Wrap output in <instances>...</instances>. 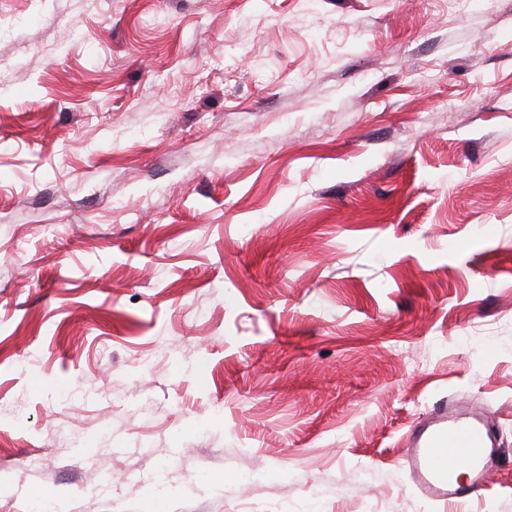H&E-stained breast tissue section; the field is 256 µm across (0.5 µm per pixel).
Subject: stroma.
Here are the masks:
<instances>
[{
  "mask_svg": "<svg viewBox=\"0 0 512 512\" xmlns=\"http://www.w3.org/2000/svg\"><path fill=\"white\" fill-rule=\"evenodd\" d=\"M443 397L499 426L450 507ZM42 500L512 512V0H0V512ZM498 424L490 408L473 413L446 399L437 400L407 437V475L421 494L433 501L456 505L477 494L496 467ZM459 457L452 471L458 479L471 472L472 481L451 476L449 459Z\"/></svg>",
  "mask_w": 512,
  "mask_h": 512,
  "instance_id": "1",
  "label": "stroma"
}]
</instances>
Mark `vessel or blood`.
Masks as SVG:
<instances>
[{
	"label": "vessel or blood",
	"mask_w": 512,
	"mask_h": 512,
	"mask_svg": "<svg viewBox=\"0 0 512 512\" xmlns=\"http://www.w3.org/2000/svg\"><path fill=\"white\" fill-rule=\"evenodd\" d=\"M498 424L492 409L473 413L437 400L408 437L407 475L421 494L456 505L483 489L496 467ZM460 458L472 475L462 483L451 476V458Z\"/></svg>",
	"instance_id": "b4317fda"
}]
</instances>
